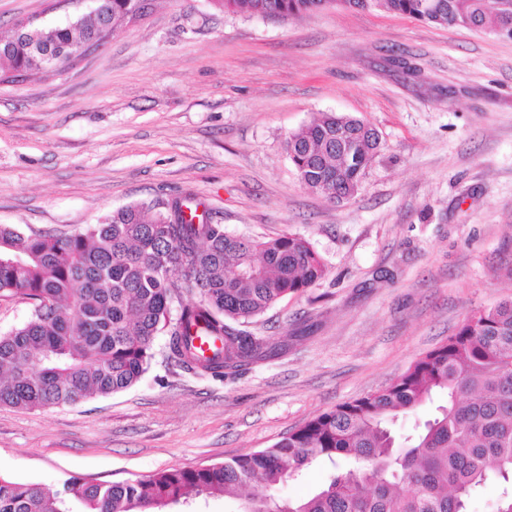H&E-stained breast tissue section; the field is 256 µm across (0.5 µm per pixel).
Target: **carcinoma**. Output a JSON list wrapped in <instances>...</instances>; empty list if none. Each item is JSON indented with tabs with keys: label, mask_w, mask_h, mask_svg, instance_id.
Segmentation results:
<instances>
[{
	"label": "carcinoma",
	"mask_w": 512,
	"mask_h": 512,
	"mask_svg": "<svg viewBox=\"0 0 512 512\" xmlns=\"http://www.w3.org/2000/svg\"><path fill=\"white\" fill-rule=\"evenodd\" d=\"M41 33L44 51H0L13 81L134 19L135 0H106ZM248 16L299 15L339 3L512 38V0H214ZM380 145L356 117L321 112L288 136L301 183L333 202L354 197ZM189 201L120 208L71 233L0 225V297L32 301L27 321L0 335V405L38 410L134 386L165 337L168 358L200 377H234L279 345L248 329L282 298L322 280L326 267L295 234L258 241L184 215ZM218 341L206 356L201 344ZM443 396L434 414L397 438L402 411ZM335 467L304 499L279 495L313 462ZM494 512H512V298L481 310L397 379L322 412L269 448L196 469L123 482L71 476L63 491L0 477V512H180L190 501L242 492L239 512H469L490 481Z\"/></svg>",
	"instance_id": "1"
}]
</instances>
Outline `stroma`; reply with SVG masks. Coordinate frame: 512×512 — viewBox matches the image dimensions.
Here are the masks:
<instances>
[{
    "label": "stroma",
    "instance_id": "stroma-1",
    "mask_svg": "<svg viewBox=\"0 0 512 512\" xmlns=\"http://www.w3.org/2000/svg\"><path fill=\"white\" fill-rule=\"evenodd\" d=\"M81 12L0 0V35ZM318 112L381 138L339 203L302 185L285 148ZM187 194L227 231L297 234L326 265L254 320L286 353L214 380L179 368L160 339L123 392L0 406V476L56 490L269 447L512 297V39L379 10L249 18L152 0L69 69L0 82V224L69 231Z\"/></svg>",
    "mask_w": 512,
    "mask_h": 512
}]
</instances>
